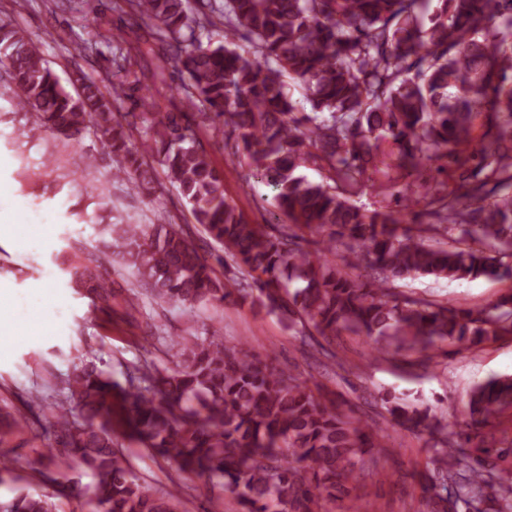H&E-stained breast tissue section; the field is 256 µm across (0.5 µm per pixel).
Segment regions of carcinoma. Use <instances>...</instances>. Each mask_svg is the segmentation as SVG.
Wrapping results in <instances>:
<instances>
[{"label":"carcinoma","mask_w":512,"mask_h":512,"mask_svg":"<svg viewBox=\"0 0 512 512\" xmlns=\"http://www.w3.org/2000/svg\"><path fill=\"white\" fill-rule=\"evenodd\" d=\"M112 0L130 8L149 36L166 46L181 81L183 108L155 111L142 100L144 148L132 142L136 123L114 109L125 82L109 95L82 69L68 90L38 48L0 21V72L34 123L35 133L81 143L95 129L107 153L121 157L114 176L141 192L164 176L178 186L195 223L224 248V277L201 256L184 224H102L112 261L133 270L138 287L186 311L214 302L248 303L288 317L302 341L333 365L329 342L362 334L383 355L396 346L428 353L438 342L466 347L512 335V292L471 309L400 295L397 280L512 277V0ZM224 27V43L203 39ZM305 90L301 111L291 85ZM494 114L495 131L471 154L474 168L458 189L425 194L428 224L403 226L401 210L361 211L352 196L370 187L380 143L407 178L426 162L459 158L474 142L472 116ZM214 137L235 140L249 168L276 190L288 223L269 232L250 223L225 196L224 172L199 139V122ZM313 162L327 181L299 174ZM459 239L443 241L448 226ZM319 237L302 246L301 231ZM366 263L370 278L350 270ZM64 278L77 293L112 302L107 261L74 253ZM322 337L328 345L317 341ZM176 368L144 362L126 384L95 365L74 368L63 399L49 407L62 452L91 473L93 512H180L175 489L152 493L130 469L114 439L122 434L177 463L183 473L218 483L242 512H320L341 501L365 458L377 463L383 444L366 421L318 398L308 381L228 348L216 333L177 338ZM395 423L409 431L441 429L431 409L397 395L382 398ZM512 408V377L478 384L459 411V430L432 445L440 467L427 478L431 512H512V479L500 497H483L474 458L495 455L512 476V439L492 449L472 434ZM0 512H52L47 496L20 492Z\"/></svg>","instance_id":"obj_1"}]
</instances>
